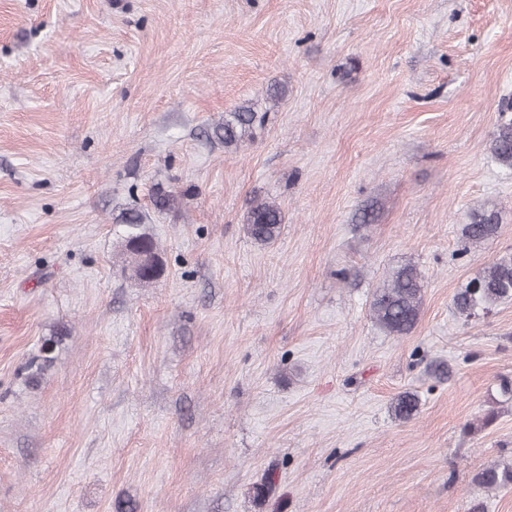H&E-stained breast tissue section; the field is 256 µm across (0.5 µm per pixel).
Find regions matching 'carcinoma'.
<instances>
[{
    "label": "carcinoma",
    "mask_w": 512,
    "mask_h": 512,
    "mask_svg": "<svg viewBox=\"0 0 512 512\" xmlns=\"http://www.w3.org/2000/svg\"><path fill=\"white\" fill-rule=\"evenodd\" d=\"M266 114L257 112L250 105L238 107L224 116V122L216 124L212 136L228 148L252 136L255 125L265 123ZM492 152L503 166L512 168V118L505 119L497 129L493 139ZM125 225V249L130 257V267L134 277L149 283L159 273L160 260L157 247L151 237L140 229L143 216L136 210L126 212L119 219ZM283 215L279 207L265 199L254 198L247 212V234L255 242L269 244L280 234ZM499 227L498 211L482 209L474 212L472 221L464 225L463 237L470 243H479L497 234ZM423 279L416 267L405 265L398 268L382 287L372 296L371 309L379 326L390 335L409 334L416 326L423 305ZM512 300V249L499 254L465 287L454 296V305L465 319L480 312L490 311V307ZM43 355L32 360L28 369L32 374H40L53 361L54 340L44 341ZM396 417L409 420L417 411L414 395L403 393L394 405ZM475 481L488 489L512 484V466L492 464L475 476Z\"/></svg>",
    "instance_id": "obj_1"
}]
</instances>
